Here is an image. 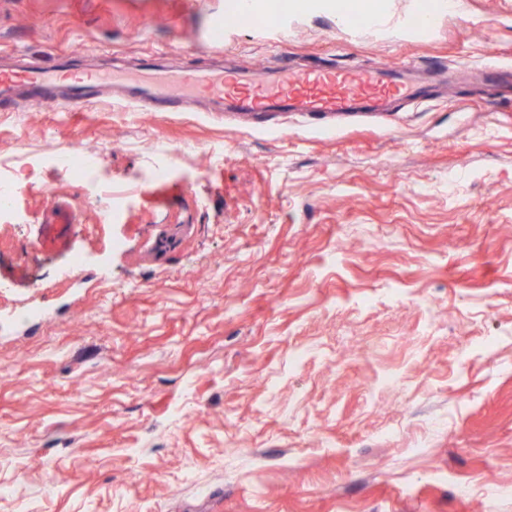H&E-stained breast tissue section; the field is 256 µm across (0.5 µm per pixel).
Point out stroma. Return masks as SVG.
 Listing matches in <instances>:
<instances>
[{
    "label": "stroma",
    "instance_id": "stroma-1",
    "mask_svg": "<svg viewBox=\"0 0 512 512\" xmlns=\"http://www.w3.org/2000/svg\"><path fill=\"white\" fill-rule=\"evenodd\" d=\"M235 0H0V63L471 72L384 116L0 108V512H512V0L425 37L339 0L222 55ZM98 153L106 198L51 163ZM174 152L162 179L149 169ZM75 221H47L56 203ZM183 232L163 256L149 237ZM86 266L61 272L74 257ZM241 7L238 8V16L232 20L218 16L213 19L208 29L198 36L203 42H220L224 40V30L228 25H238L241 19L251 16V14L262 8V2L253 0L240 1ZM17 174L0 160V213L7 214L14 208Z\"/></svg>",
    "mask_w": 512,
    "mask_h": 512
}]
</instances>
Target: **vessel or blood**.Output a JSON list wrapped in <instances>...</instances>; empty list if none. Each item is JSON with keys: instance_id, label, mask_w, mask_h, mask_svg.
Listing matches in <instances>:
<instances>
[{"instance_id": "1", "label": "vessel or blood", "mask_w": 512, "mask_h": 512, "mask_svg": "<svg viewBox=\"0 0 512 512\" xmlns=\"http://www.w3.org/2000/svg\"><path fill=\"white\" fill-rule=\"evenodd\" d=\"M144 76L114 79L102 71L79 69L63 61L43 66L28 62L0 68V102L12 103L17 91L35 93L36 105L53 106L46 92L66 90L80 103L106 91L143 112H166L185 101H202L215 112H384L393 102L416 98L417 93L395 68L366 72L333 67L296 69L282 66L250 81L225 77L223 71L180 73L153 78L157 66L144 64Z\"/></svg>"}]
</instances>
